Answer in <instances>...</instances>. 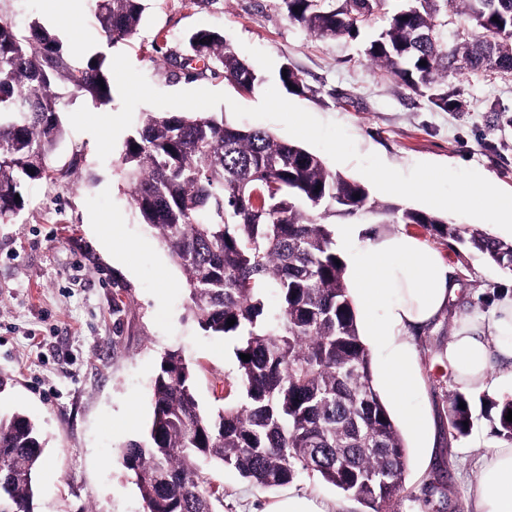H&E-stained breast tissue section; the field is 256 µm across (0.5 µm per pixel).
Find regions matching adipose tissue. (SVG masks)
I'll list each match as a JSON object with an SVG mask.
<instances>
[{
  "label": "adipose tissue",
  "instance_id": "1",
  "mask_svg": "<svg viewBox=\"0 0 512 512\" xmlns=\"http://www.w3.org/2000/svg\"><path fill=\"white\" fill-rule=\"evenodd\" d=\"M343 244H359L349 257V292L363 332L381 353L379 386L402 403L422 385L414 333L443 315L460 291L453 268L436 248L406 230L338 229ZM448 369L461 391L481 393L512 380V292L459 321L448 340ZM472 512H512V443L480 460L470 489Z\"/></svg>",
  "mask_w": 512,
  "mask_h": 512
}]
</instances>
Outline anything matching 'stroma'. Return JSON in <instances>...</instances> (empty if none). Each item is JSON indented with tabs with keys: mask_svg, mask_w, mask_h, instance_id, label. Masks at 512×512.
Listing matches in <instances>:
<instances>
[{
	"mask_svg": "<svg viewBox=\"0 0 512 512\" xmlns=\"http://www.w3.org/2000/svg\"><path fill=\"white\" fill-rule=\"evenodd\" d=\"M77 57L125 53L157 90L208 89L233 103L257 106L269 86L291 68L302 78L296 105L343 125L360 154L379 155L407 172L419 162L470 168L512 192V75L463 72L452 79L464 109L441 110L366 59L372 36L319 39L292 24L282 0H147L137 35L109 43L93 19L92 0H79ZM207 28L224 35L260 76L243 92L221 77L186 76L167 55H186L189 36ZM122 145L99 160L94 138L66 128L51 159L50 179L27 186L24 208L0 223V414L35 420L43 442L35 478L34 512H146L136 478L117 452L142 436L152 420V384L162 356L180 350L195 372L197 400L221 408L222 385L238 378L232 336L203 331L188 309L182 270L130 205L122 173ZM469 300L452 319H440L414 339L423 385L402 410L423 411L434 444L422 451L406 436L404 490L388 512H468V487L479 461L499 440L487 418L471 432L448 433L444 350L461 320L512 284L501 269L466 245L440 243ZM207 474L223 492L217 512H260L276 490L259 487L229 468ZM288 488L326 512H369L353 497L312 475Z\"/></svg>",
	"mask_w": 512,
	"mask_h": 512,
	"instance_id": "stroma-1",
	"label": "stroma"
}]
</instances>
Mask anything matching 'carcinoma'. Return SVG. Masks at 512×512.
<instances>
[{
    "label": "carcinoma",
    "mask_w": 512,
    "mask_h": 512,
    "mask_svg": "<svg viewBox=\"0 0 512 512\" xmlns=\"http://www.w3.org/2000/svg\"><path fill=\"white\" fill-rule=\"evenodd\" d=\"M93 2L107 41L134 37L145 0ZM282 2L288 19L315 36L354 39L389 0ZM394 2L364 55L434 106H456L448 76L460 70L512 73V39L501 37L512 31V0ZM450 13L464 17L469 40L448 42ZM189 46L191 56L177 61L179 69L196 61L203 63L200 76H221L243 89L259 81L222 34L198 30ZM67 94L107 105L112 87L105 58L77 62L38 21L21 28L0 17L1 224L23 209L15 195L24 186L51 177ZM122 163L131 205L184 272L201 328L238 338L236 353L250 355L238 360L236 390L244 404L215 413L200 408L181 353L163 357L149 431L118 451L147 512H216L220 492L205 473L215 464L268 489L303 473L317 475L372 512H385L404 490L407 450L374 385L327 219L421 224L441 240L458 239V228L435 213L372 198L364 185L296 143L211 116L145 114L125 142ZM463 243L512 268V241L474 228ZM269 290L279 307L267 314ZM483 401L494 435L512 442V422L505 419L512 398ZM474 421L471 398L453 392L451 437L468 435ZM41 461L35 421L21 413L0 416V512H34Z\"/></svg>",
    "instance_id": "obj_1"
}]
</instances>
